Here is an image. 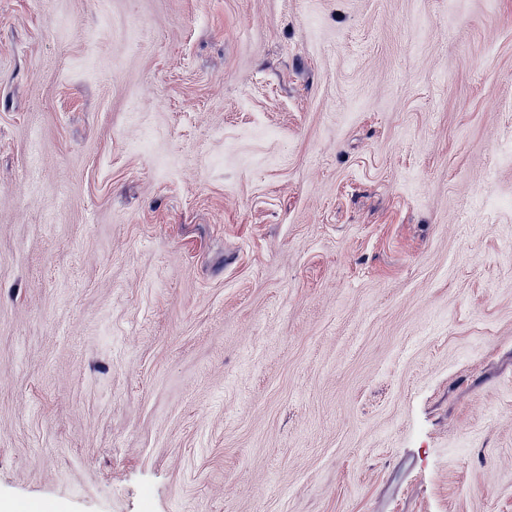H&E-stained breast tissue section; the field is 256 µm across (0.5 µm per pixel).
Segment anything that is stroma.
<instances>
[{
    "label": "stroma",
    "mask_w": 512,
    "mask_h": 512,
    "mask_svg": "<svg viewBox=\"0 0 512 512\" xmlns=\"http://www.w3.org/2000/svg\"><path fill=\"white\" fill-rule=\"evenodd\" d=\"M512 512V0H0V506Z\"/></svg>",
    "instance_id": "stroma-1"
}]
</instances>
